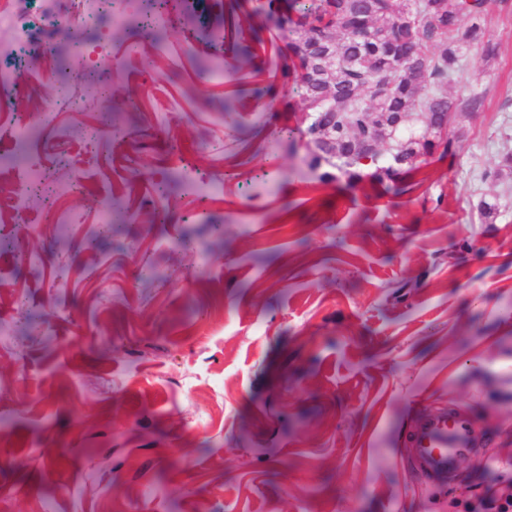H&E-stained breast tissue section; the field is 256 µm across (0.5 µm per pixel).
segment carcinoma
I'll list each match as a JSON object with an SVG mask.
<instances>
[{"label": "carcinoma", "mask_w": 512, "mask_h": 512, "mask_svg": "<svg viewBox=\"0 0 512 512\" xmlns=\"http://www.w3.org/2000/svg\"><path fill=\"white\" fill-rule=\"evenodd\" d=\"M267 12L288 37L284 58L301 72L297 93L304 111L325 114L335 127L336 155L311 152L314 167L325 162L354 178L373 166L376 176L391 177L397 169L375 149L394 113L451 115L484 107L479 93L456 102L446 90L467 52L496 55L485 38L486 0H286L283 8L267 0ZM400 138L406 156L453 154V139L427 126L404 129ZM482 178L511 180L512 152Z\"/></svg>", "instance_id": "carcinoma-1"}]
</instances>
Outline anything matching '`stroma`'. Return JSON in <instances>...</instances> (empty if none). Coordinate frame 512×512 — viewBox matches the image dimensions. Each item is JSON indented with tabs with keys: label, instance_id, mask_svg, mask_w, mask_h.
Segmentation results:
<instances>
[{
	"label": "stroma",
	"instance_id": "stroma-1",
	"mask_svg": "<svg viewBox=\"0 0 512 512\" xmlns=\"http://www.w3.org/2000/svg\"><path fill=\"white\" fill-rule=\"evenodd\" d=\"M13 7L0 100L39 93L50 47L83 107L46 102L29 152L84 187L65 201L81 222L30 195L0 246V512H448L500 481L487 462L512 459V182L481 175L512 149V0L488 3L498 56L470 52L447 89L482 93L484 110L454 114L453 155L418 158L401 195L367 173L319 181L289 144L306 127L297 72L252 0H168L155 30L148 0H108L78 36L52 18L79 0ZM146 44L165 59L134 53ZM214 52L219 80L197 72ZM115 206L119 223H99ZM423 402L466 410L481 435L442 487L403 446Z\"/></svg>",
	"mask_w": 512,
	"mask_h": 512
}]
</instances>
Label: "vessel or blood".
I'll list each match as a JSON object with an SVG mask.
<instances>
[{"label":"vessel or blood","instance_id":"obj_1","mask_svg":"<svg viewBox=\"0 0 512 512\" xmlns=\"http://www.w3.org/2000/svg\"><path fill=\"white\" fill-rule=\"evenodd\" d=\"M478 436L464 410L440 408L419 417L404 439L424 481H447L456 453L476 447Z\"/></svg>","mask_w":512,"mask_h":512}]
</instances>
